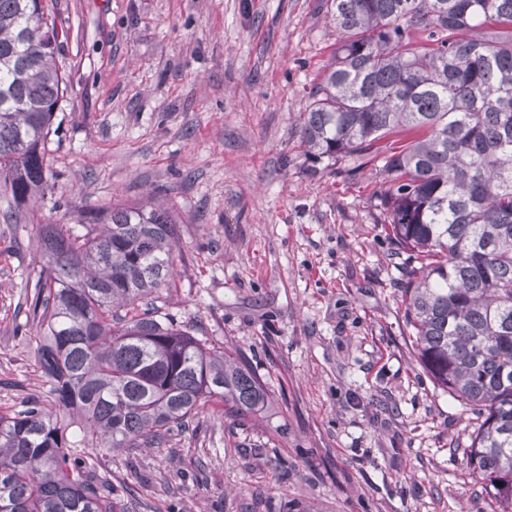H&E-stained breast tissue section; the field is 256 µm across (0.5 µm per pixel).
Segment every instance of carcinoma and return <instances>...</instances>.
Wrapping results in <instances>:
<instances>
[{
  "instance_id": "carcinoma-1",
  "label": "carcinoma",
  "mask_w": 512,
  "mask_h": 512,
  "mask_svg": "<svg viewBox=\"0 0 512 512\" xmlns=\"http://www.w3.org/2000/svg\"><path fill=\"white\" fill-rule=\"evenodd\" d=\"M55 0H0V188L44 192L45 141L68 90ZM339 41L301 143L378 163L388 231L418 259L401 300L417 360L476 415L467 464L512 512V0H327ZM39 228L37 363L54 404L0 413V512H126L114 458L160 448L209 404L238 419L268 392L249 364L157 316L174 275L161 204Z\"/></svg>"
}]
</instances>
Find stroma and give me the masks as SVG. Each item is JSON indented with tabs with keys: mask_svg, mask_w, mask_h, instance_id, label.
I'll return each instance as SVG.
<instances>
[{
	"mask_svg": "<svg viewBox=\"0 0 512 512\" xmlns=\"http://www.w3.org/2000/svg\"><path fill=\"white\" fill-rule=\"evenodd\" d=\"M70 86L35 207L0 188V411L50 402L29 338L38 227L157 193L178 217L160 316L242 354L268 407L211 406L108 473L129 512H492L471 412L418 364L382 178L312 160L300 115L336 49L325 0H57Z\"/></svg>",
	"mask_w": 512,
	"mask_h": 512,
	"instance_id": "35a3bbf8",
	"label": "stroma"
}]
</instances>
